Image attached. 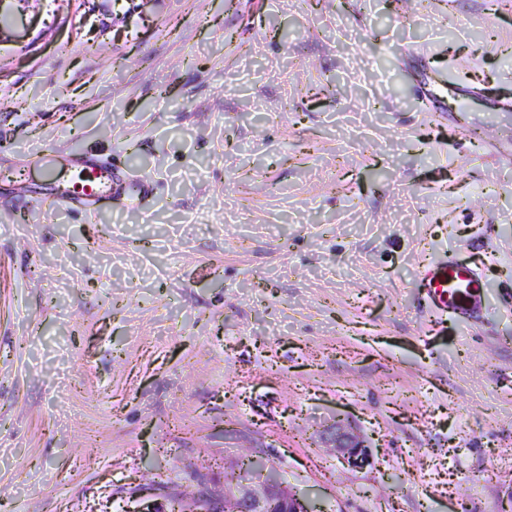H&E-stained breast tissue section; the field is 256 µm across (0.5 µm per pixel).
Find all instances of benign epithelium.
Masks as SVG:
<instances>
[{
  "label": "benign epithelium",
  "mask_w": 512,
  "mask_h": 512,
  "mask_svg": "<svg viewBox=\"0 0 512 512\" xmlns=\"http://www.w3.org/2000/svg\"><path fill=\"white\" fill-rule=\"evenodd\" d=\"M333 448L343 462L361 467L368 462L369 454L363 440L339 425L330 428ZM278 499L285 512H309L302 499L288 483L279 478H267L262 472L237 480L224 488L221 496L201 495L188 502L178 499L179 512H264L266 502Z\"/></svg>",
  "instance_id": "1"
}]
</instances>
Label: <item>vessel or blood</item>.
Instances as JSON below:
<instances>
[{"instance_id":"vessel-or-blood-1","label":"vessel or blood","mask_w":512,"mask_h":512,"mask_svg":"<svg viewBox=\"0 0 512 512\" xmlns=\"http://www.w3.org/2000/svg\"><path fill=\"white\" fill-rule=\"evenodd\" d=\"M108 167V162L99 159H76L65 204L90 207L104 199L99 175ZM419 288L427 307L435 313L470 325L484 317V282L475 264L455 257L431 261L422 270Z\"/></svg>"}]
</instances>
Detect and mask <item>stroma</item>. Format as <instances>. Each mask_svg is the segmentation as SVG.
<instances>
[{
  "instance_id": "obj_1",
  "label": "stroma",
  "mask_w": 512,
  "mask_h": 512,
  "mask_svg": "<svg viewBox=\"0 0 512 512\" xmlns=\"http://www.w3.org/2000/svg\"><path fill=\"white\" fill-rule=\"evenodd\" d=\"M0 12V512L250 455L313 512H512V0ZM78 151L125 174L92 215L57 201ZM447 255L483 323L419 299ZM330 434L333 448L344 463L352 467H361L368 462L367 446L357 435L346 431L338 424L330 428Z\"/></svg>"
}]
</instances>
